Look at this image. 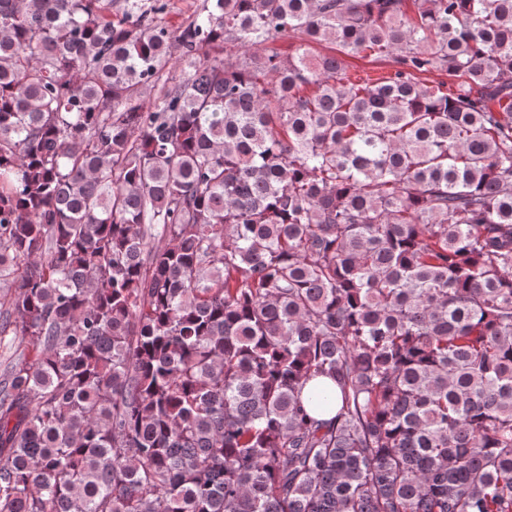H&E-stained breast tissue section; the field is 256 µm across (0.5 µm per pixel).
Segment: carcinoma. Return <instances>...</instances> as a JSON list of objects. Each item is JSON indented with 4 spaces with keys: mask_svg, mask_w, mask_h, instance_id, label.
I'll list each match as a JSON object with an SVG mask.
<instances>
[{
    "mask_svg": "<svg viewBox=\"0 0 512 512\" xmlns=\"http://www.w3.org/2000/svg\"><path fill=\"white\" fill-rule=\"evenodd\" d=\"M113 2L0 0V512H512V0ZM170 9L165 15V21L172 29H176L189 17H192L200 7L202 0H169ZM342 66L346 73L351 76L377 78L387 72H392L395 64L391 60L375 61L371 58H363L358 54L342 55Z\"/></svg>",
    "mask_w": 512,
    "mask_h": 512,
    "instance_id": "cac0c4a2",
    "label": "carcinoma"
}]
</instances>
